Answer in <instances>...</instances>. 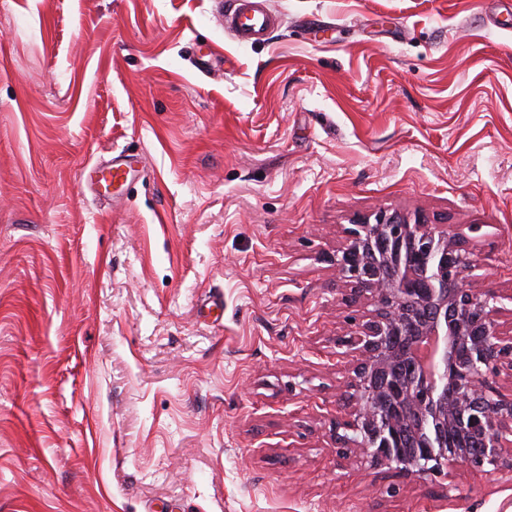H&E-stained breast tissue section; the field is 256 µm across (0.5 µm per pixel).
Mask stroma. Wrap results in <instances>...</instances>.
<instances>
[{
  "instance_id": "1",
  "label": "stroma",
  "mask_w": 512,
  "mask_h": 512,
  "mask_svg": "<svg viewBox=\"0 0 512 512\" xmlns=\"http://www.w3.org/2000/svg\"><path fill=\"white\" fill-rule=\"evenodd\" d=\"M269 7L242 49L217 0H0V512H512L339 454L328 260L421 210L512 289V0ZM135 170L127 156L120 152L104 163L96 164L90 174L91 187L95 183H127L132 180Z\"/></svg>"
}]
</instances>
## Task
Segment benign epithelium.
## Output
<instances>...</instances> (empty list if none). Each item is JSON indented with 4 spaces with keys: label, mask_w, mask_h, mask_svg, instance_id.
<instances>
[{
    "label": "benign epithelium",
    "mask_w": 512,
    "mask_h": 512,
    "mask_svg": "<svg viewBox=\"0 0 512 512\" xmlns=\"http://www.w3.org/2000/svg\"><path fill=\"white\" fill-rule=\"evenodd\" d=\"M344 237L330 257L342 300L373 306L337 338L355 353L333 428L344 457L413 481L463 465L512 471V393L486 390L490 375L512 378L500 322L512 296L473 286L472 252L420 212L380 208Z\"/></svg>",
    "instance_id": "obj_1"
}]
</instances>
